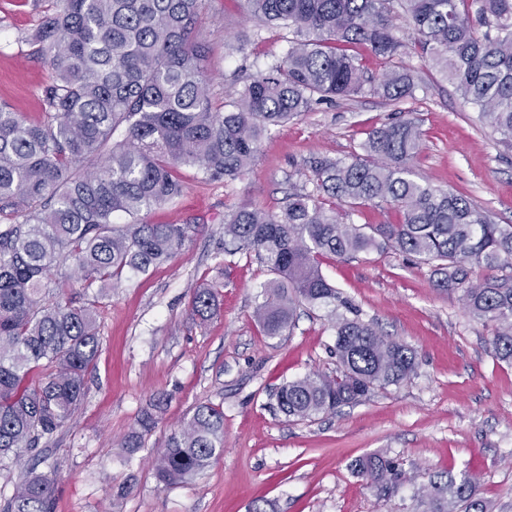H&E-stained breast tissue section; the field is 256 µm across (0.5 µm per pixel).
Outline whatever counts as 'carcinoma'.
<instances>
[{"label": "carcinoma", "mask_w": 512, "mask_h": 512, "mask_svg": "<svg viewBox=\"0 0 512 512\" xmlns=\"http://www.w3.org/2000/svg\"><path fill=\"white\" fill-rule=\"evenodd\" d=\"M263 26L288 30L284 56L242 81L231 101L212 100L205 45L194 33L205 0H63L27 38L48 65L43 120L26 121L0 102V464L52 442L86 394L99 351L95 304L50 301L68 272L85 289L112 284L172 259L187 224H143L138 215L183 191L179 170L233 181L254 162L263 138L322 102L370 94L414 98L420 56L512 147V0H244ZM416 34L397 36L393 4ZM382 61L366 75L357 48ZM125 127L121 140L113 139ZM423 145L413 119L366 132L350 159L308 161L314 189L278 211L240 207L224 215V244L255 255L273 275L260 283L255 318L265 335L294 326L303 305L326 309L337 370L284 383L277 407L311 421L355 405L416 372L410 347L386 337L323 275L321 260L387 250L432 268L433 286L461 294L469 315L492 327L495 355L512 362V225L496 224L473 199L411 178ZM390 203L396 224H346L352 210ZM126 215L131 221L114 223ZM499 270L476 279L473 269ZM197 288L192 314L215 307ZM157 424L144 412L122 447H144ZM224 448V409L196 407L155 459L169 488L200 473ZM352 470L387 494L402 464L376 454ZM51 478L30 470L0 512H50ZM427 512H492L467 473L422 491Z\"/></svg>", "instance_id": "cac0c4a2"}]
</instances>
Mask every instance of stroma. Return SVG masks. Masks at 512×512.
Instances as JSON below:
<instances>
[{"label":"stroma","instance_id":"obj_1","mask_svg":"<svg viewBox=\"0 0 512 512\" xmlns=\"http://www.w3.org/2000/svg\"><path fill=\"white\" fill-rule=\"evenodd\" d=\"M54 0H0V102L30 121L43 117L48 67L25 37ZM197 29L209 45L215 103L235 78L266 68L287 47L286 31L259 25L243 0H206ZM424 86L392 104L365 95L317 105L273 129L240 178L204 182L183 170V194L142 212L146 224H187L173 259L145 275L127 274L96 304L100 348L87 395L54 441L39 472L55 483L51 512H425L421 491L462 472L493 512H512V363L499 360L492 330L472 319L458 295L433 288L428 265L392 252L323 261L324 276L392 338L416 353V373L364 401L295 421L272 398L283 383L336 372L334 331L324 310L301 307L294 329L269 337L254 311L270 274L257 258L224 250V215L242 206L280 210L292 186H306L310 158H349L365 132L413 115L424 132L414 177L460 192L499 224H512V151L423 60L407 59ZM217 286L207 318L192 315L201 284ZM168 402L144 448L120 441L150 409ZM202 403L224 408V451L203 472L165 488L154 460L165 438ZM381 453L406 477L389 495L349 468Z\"/></svg>","mask_w":512,"mask_h":512}]
</instances>
